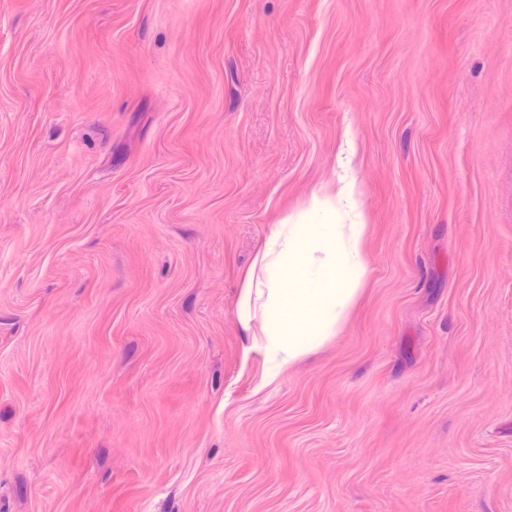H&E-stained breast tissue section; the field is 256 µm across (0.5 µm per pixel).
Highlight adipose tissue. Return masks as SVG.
Masks as SVG:
<instances>
[{"instance_id":"adipose-tissue-1","label":"adipose tissue","mask_w":512,"mask_h":512,"mask_svg":"<svg viewBox=\"0 0 512 512\" xmlns=\"http://www.w3.org/2000/svg\"><path fill=\"white\" fill-rule=\"evenodd\" d=\"M355 176L324 185L270 236L239 298V321L281 365L319 350L342 327L368 274Z\"/></svg>"}]
</instances>
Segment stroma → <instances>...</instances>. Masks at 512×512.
I'll use <instances>...</instances> for the list:
<instances>
[{
  "instance_id": "obj_1",
  "label": "stroma",
  "mask_w": 512,
  "mask_h": 512,
  "mask_svg": "<svg viewBox=\"0 0 512 512\" xmlns=\"http://www.w3.org/2000/svg\"><path fill=\"white\" fill-rule=\"evenodd\" d=\"M342 156L282 367L239 294ZM0 512H512V0H0ZM270 236L239 298V321L261 322V345L281 365L319 350L342 327L368 274L357 179L318 187Z\"/></svg>"
}]
</instances>
